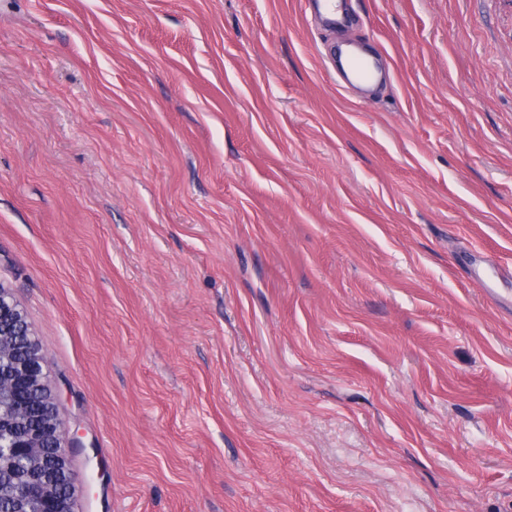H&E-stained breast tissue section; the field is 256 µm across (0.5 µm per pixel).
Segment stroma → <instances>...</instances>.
I'll return each mask as SVG.
<instances>
[{
    "label": "stroma",
    "mask_w": 512,
    "mask_h": 512,
    "mask_svg": "<svg viewBox=\"0 0 512 512\" xmlns=\"http://www.w3.org/2000/svg\"><path fill=\"white\" fill-rule=\"evenodd\" d=\"M343 8L0 0V281L75 512H512V0ZM335 63L333 61L334 68ZM379 74L380 71L373 61L357 55H351L345 66L336 63V79L344 83H371L378 78Z\"/></svg>",
    "instance_id": "obj_1"
}]
</instances>
